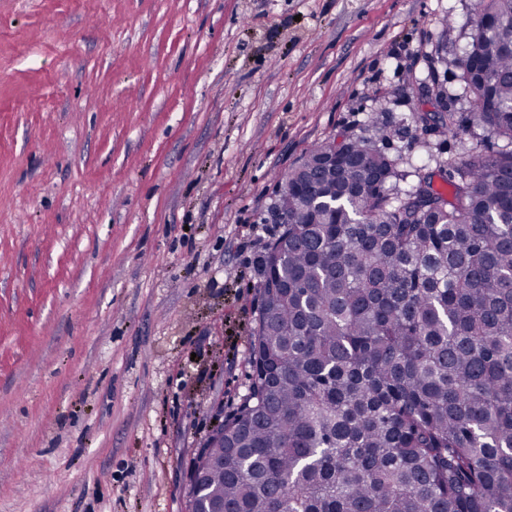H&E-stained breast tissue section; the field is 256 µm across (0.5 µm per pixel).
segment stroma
<instances>
[{
  "label": "stroma",
  "instance_id": "35a3bbf8",
  "mask_svg": "<svg viewBox=\"0 0 512 512\" xmlns=\"http://www.w3.org/2000/svg\"><path fill=\"white\" fill-rule=\"evenodd\" d=\"M477 0H0V512H189L247 393L261 223L311 148L399 170L503 142L409 123Z\"/></svg>",
  "mask_w": 512,
  "mask_h": 512
}]
</instances>
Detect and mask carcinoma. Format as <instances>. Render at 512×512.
Here are the masks:
<instances>
[{
  "mask_svg": "<svg viewBox=\"0 0 512 512\" xmlns=\"http://www.w3.org/2000/svg\"><path fill=\"white\" fill-rule=\"evenodd\" d=\"M462 55L469 125L506 147L421 167L410 188L379 143L282 191L256 260L254 376L193 510L512 512V0H479ZM452 133L453 112L411 122Z\"/></svg>",
  "mask_w": 512,
  "mask_h": 512,
  "instance_id": "cac0c4a2",
  "label": "carcinoma"
}]
</instances>
